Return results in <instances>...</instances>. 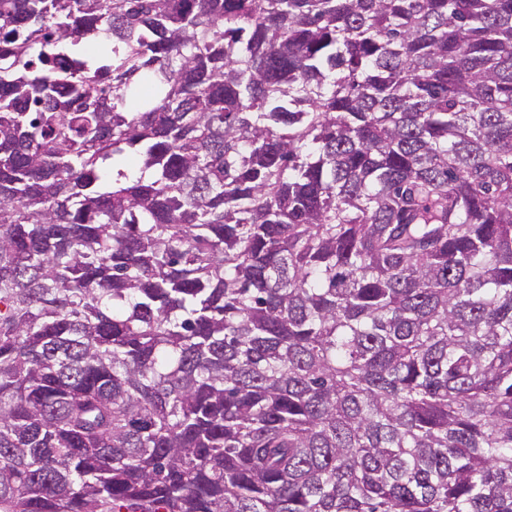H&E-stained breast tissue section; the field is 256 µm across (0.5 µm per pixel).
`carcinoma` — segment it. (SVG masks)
Wrapping results in <instances>:
<instances>
[{
	"instance_id": "carcinoma-1",
	"label": "carcinoma",
	"mask_w": 512,
	"mask_h": 512,
	"mask_svg": "<svg viewBox=\"0 0 512 512\" xmlns=\"http://www.w3.org/2000/svg\"><path fill=\"white\" fill-rule=\"evenodd\" d=\"M0 512H512V0H0Z\"/></svg>"
}]
</instances>
